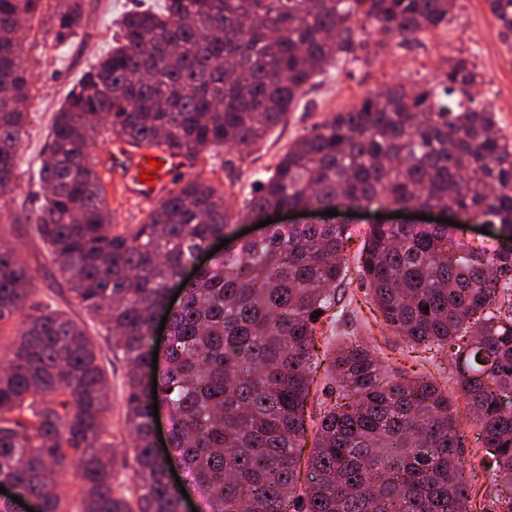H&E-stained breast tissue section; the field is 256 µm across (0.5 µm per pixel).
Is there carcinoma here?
I'll return each instance as SVG.
<instances>
[{"label":"carcinoma","mask_w":512,"mask_h":512,"mask_svg":"<svg viewBox=\"0 0 512 512\" xmlns=\"http://www.w3.org/2000/svg\"><path fill=\"white\" fill-rule=\"evenodd\" d=\"M486 5L511 33L512 0ZM42 8V0H0V195L16 187L32 101L20 63L24 22ZM457 20L458 0H165L123 16L112 50L55 113L38 169L50 193L30 220L128 363L125 423L141 494L133 503L115 482L100 344L62 311L27 312L32 269L0 245V323L22 316L0 369L1 483L37 512H63L48 486L72 469L80 512H181L182 493L167 480L171 458L207 492L208 512H469L478 498L484 512H512L511 248L461 242L446 224H371L358 255L365 303L385 331L450 354L449 374L485 449L490 478L479 485L466 476L448 386L386 371L337 308L350 225L270 224L186 281L181 272L198 253L232 238L240 214L225 193L182 178L143 223L119 233L91 152L109 121L138 148L248 155L327 68L368 64L391 44L445 35ZM367 24L388 39L357 55ZM81 25L80 0H57L55 41ZM484 85L477 64L458 55L432 81L363 95L295 139L243 209L263 217L290 207L424 206L512 237V137L480 98ZM174 286L177 309L168 303ZM163 315L168 356L155 370L154 322ZM340 327L337 347H317ZM323 363L329 402L312 421L303 481L308 404ZM155 402L173 423L169 456L154 447Z\"/></svg>","instance_id":"obj_1"}]
</instances>
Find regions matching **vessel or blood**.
I'll use <instances>...</instances> for the list:
<instances>
[{
    "instance_id": "1",
    "label": "vessel or blood",
    "mask_w": 512,
    "mask_h": 512,
    "mask_svg": "<svg viewBox=\"0 0 512 512\" xmlns=\"http://www.w3.org/2000/svg\"><path fill=\"white\" fill-rule=\"evenodd\" d=\"M160 161L161 167L157 170L153 182H145L140 178L142 169L146 168L148 159ZM104 166L120 168L125 179L131 180L132 194L141 204H155L173 181L175 173L186 172V158L184 155L169 151L165 148H145L133 156H119L113 159H104Z\"/></svg>"
}]
</instances>
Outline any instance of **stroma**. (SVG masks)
Masks as SVG:
<instances>
[{"instance_id":"35a3bbf8","label":"stroma","mask_w":512,"mask_h":512,"mask_svg":"<svg viewBox=\"0 0 512 512\" xmlns=\"http://www.w3.org/2000/svg\"><path fill=\"white\" fill-rule=\"evenodd\" d=\"M81 4L83 25L66 44H57L44 24L34 25L26 35L23 59L31 75L33 101L20 150L16 188L0 198V239L14 245L18 258L35 273L31 305L65 312L96 338L102 332L100 323L88 319L52 262L35 225L27 221L43 201L38 168L55 112L82 73L109 51L122 14L138 6L137 0H81ZM459 14L458 24L449 34L432 35L423 43L393 48L370 66H348L339 73L320 77L308 89L299 108L274 128L250 156L225 147L210 148L194 161L193 174L231 194L233 206H241L253 182L265 177L288 145L314 124L347 110L366 93L397 82L434 78L448 57L462 51L474 54L486 87L492 92L490 101L500 124L512 133V33L501 32L485 0H460ZM104 184L113 224L122 228L145 220L147 208L124 191L118 178H105ZM362 317L369 323V344L383 353L387 364L408 371L418 369L425 358L423 350L408 351L401 340L374 322L370 312H363ZM100 358L111 388L110 439L120 461L116 480L123 491L130 493L135 488L136 463L125 426L126 364L106 346L102 347Z\"/></svg>"}]
</instances>
